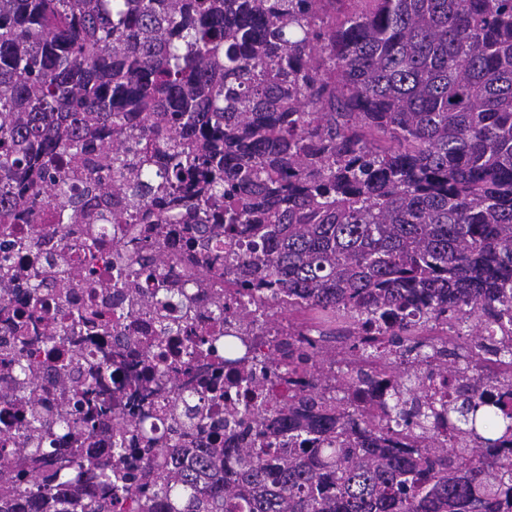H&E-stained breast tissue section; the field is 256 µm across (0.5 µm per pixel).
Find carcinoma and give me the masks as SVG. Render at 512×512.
I'll return each mask as SVG.
<instances>
[{
	"instance_id": "carcinoma-1",
	"label": "carcinoma",
	"mask_w": 512,
	"mask_h": 512,
	"mask_svg": "<svg viewBox=\"0 0 512 512\" xmlns=\"http://www.w3.org/2000/svg\"><path fill=\"white\" fill-rule=\"evenodd\" d=\"M66 234L86 222L90 263L72 281L121 289L131 314L179 292L160 269L183 249L224 321L277 331L224 415L164 409L172 435L99 401L101 368H45L24 350L0 401L45 380L23 428L0 447V512H512V379L454 342L512 360V0H0V225L33 223L50 202ZM146 223L114 271L91 262L96 223ZM25 287L45 304L47 282ZM96 309L45 321L49 344ZM342 320L348 347L313 333ZM448 326V345L422 339ZM211 342L161 321L156 356ZM355 352L395 382L374 398ZM109 425L112 459L76 454L58 481L52 431Z\"/></svg>"
}]
</instances>
